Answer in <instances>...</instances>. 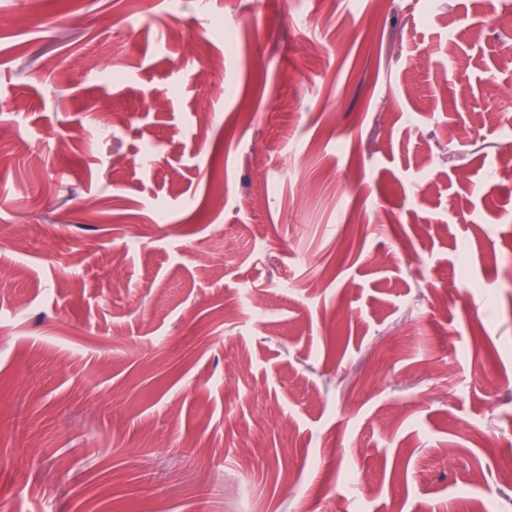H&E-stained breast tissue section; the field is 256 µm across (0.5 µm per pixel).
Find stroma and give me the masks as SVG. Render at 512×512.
Segmentation results:
<instances>
[{
  "label": "stroma",
  "instance_id": "stroma-1",
  "mask_svg": "<svg viewBox=\"0 0 512 512\" xmlns=\"http://www.w3.org/2000/svg\"><path fill=\"white\" fill-rule=\"evenodd\" d=\"M487 8L0 0V512H512Z\"/></svg>",
  "mask_w": 512,
  "mask_h": 512
}]
</instances>
